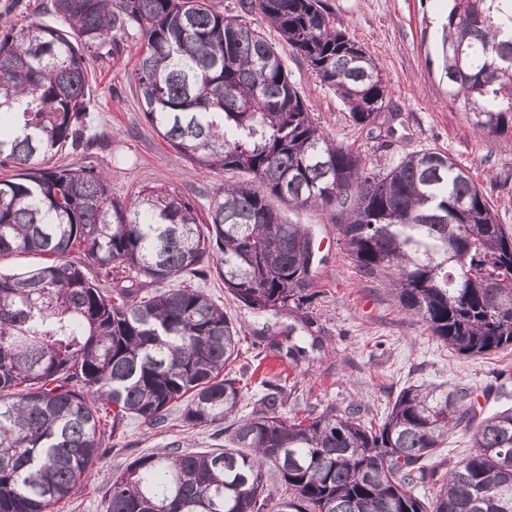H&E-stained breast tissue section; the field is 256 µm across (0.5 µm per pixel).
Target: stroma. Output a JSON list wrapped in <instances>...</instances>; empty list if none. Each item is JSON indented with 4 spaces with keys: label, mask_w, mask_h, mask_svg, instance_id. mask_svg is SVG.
<instances>
[{
    "label": "stroma",
    "mask_w": 512,
    "mask_h": 512,
    "mask_svg": "<svg viewBox=\"0 0 512 512\" xmlns=\"http://www.w3.org/2000/svg\"><path fill=\"white\" fill-rule=\"evenodd\" d=\"M336 19L375 59L387 84L390 109L376 125L356 126L333 90L322 86L307 64L286 54L290 79L303 92L321 129L370 162L396 165L407 154L432 149L448 154L482 189L498 223L512 231V142L478 134L465 112L452 105L441 77L440 37L445 0H325ZM136 30L118 35L113 50L88 60V82L98 103L97 130L108 148L59 152L55 167L95 166L112 194L124 202L143 187L176 190L206 212L227 172L204 171L178 158L148 124L131 71L138 59ZM312 238L313 302L259 313L235 300L214 274L193 282L241 329L240 357L233 373L248 391L238 408L244 418L256 407L264 375L282 372L292 388L283 413L289 417L344 411L361 404L363 420L382 418L399 391L415 384H448L473 392V413L485 417L512 408V350L480 357L458 354L432 336L427 324L409 316L393 300L387 280L364 277L348 259L330 212L317 208L291 212ZM181 405H172L169 423L152 428L133 418L121 433L105 438V454L85 473L80 491L62 512H106L113 476L140 455L177 443L181 451H212L224 446V425L186 428ZM472 433L458 427L427 460L436 481L420 487L430 498L455 463L468 454Z\"/></svg>",
    "instance_id": "1"
}]
</instances>
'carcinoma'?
I'll use <instances>...</instances> for the list:
<instances>
[{
	"label": "carcinoma",
	"mask_w": 512,
	"mask_h": 512,
	"mask_svg": "<svg viewBox=\"0 0 512 512\" xmlns=\"http://www.w3.org/2000/svg\"><path fill=\"white\" fill-rule=\"evenodd\" d=\"M238 8L259 11L353 123L389 110L375 59L323 0ZM52 10L69 29L0 24V165L16 168L0 179V256L48 259L0 274V512H54L104 453L107 427H162L179 401L191 428L237 411L244 387L226 368L240 328L183 277L214 271L258 312L310 303L311 236L276 200L331 212L355 267L389 279L399 307L454 351L512 349V233L450 156L367 163L320 130L282 52L209 0H53ZM129 28L141 37L132 79L149 124L179 158L247 175L217 191L205 217L175 190L146 186L126 204L94 167H47L104 139L87 57ZM441 65L473 127L512 137V0H448ZM261 388L258 408L224 428V450L135 459L112 479L106 512H512V409L472 426L473 448L429 500L414 490L435 475L425 457L466 421V389L408 386L375 428L357 404L290 420L286 380L274 373Z\"/></svg>",
	"instance_id": "obj_1"
}]
</instances>
